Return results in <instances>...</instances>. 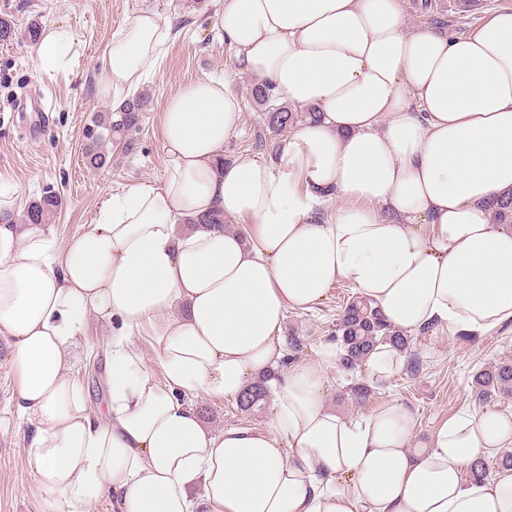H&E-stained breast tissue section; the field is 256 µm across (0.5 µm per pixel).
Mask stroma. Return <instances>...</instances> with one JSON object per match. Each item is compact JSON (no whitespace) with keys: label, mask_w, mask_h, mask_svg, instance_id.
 Here are the masks:
<instances>
[{"label":"stroma","mask_w":512,"mask_h":512,"mask_svg":"<svg viewBox=\"0 0 512 512\" xmlns=\"http://www.w3.org/2000/svg\"><path fill=\"white\" fill-rule=\"evenodd\" d=\"M512 0H408L409 28L428 25L458 35L479 24L486 11ZM152 10L173 22L178 31L159 69L141 87L148 97L135 133L137 148L126 155L114 151L105 169L86 163L85 128L93 112L111 108L103 96V55L112 33L139 11ZM216 0H0V18L13 21L15 35L0 44V197L11 200L13 217H21L44 189L59 193L63 205L48 226L56 245H64L94 223L109 195L159 184L166 159L162 150V114L169 99L196 81L225 77L242 100L241 127L224 143V158H257L278 164L281 135L270 132L252 103L254 77L240 74L233 48L214 33ZM58 24L72 35L64 68L39 72L36 46L24 31L30 22ZM355 290L339 281L311 311L288 312L283 334L297 337L301 360H317L324 343L333 341L338 316ZM411 345L423 362L414 377L397 373L373 383L368 402L356 404L353 383L368 380L365 371L350 374L340 366L327 370V406L350 419H362L389 402L408 409L417 424L416 441L424 443L437 426L463 410L512 411V397L479 398L472 386L476 372L512 362V323L483 336L451 338L440 333L413 336ZM104 333L88 319L79 339L77 369L92 407L104 406ZM9 336L0 334V512H44L38 476L29 467L26 427L13 412L19 378L13 367ZM197 405L210 429H262L266 410L241 412L235 402L199 399Z\"/></svg>","instance_id":"obj_1"}]
</instances>
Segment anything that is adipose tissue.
I'll use <instances>...</instances> for the list:
<instances>
[{
  "mask_svg": "<svg viewBox=\"0 0 512 512\" xmlns=\"http://www.w3.org/2000/svg\"><path fill=\"white\" fill-rule=\"evenodd\" d=\"M217 33L242 72L318 114L282 141L283 169L223 165L242 104L212 77L162 115L159 185L113 195L59 249L43 225L0 217V333L45 512H512V470L463 478L512 447V412H459L411 450L401 404L363 423L326 406L335 344L289 364L282 334L288 311L341 279L410 336L512 321V225L491 209L512 194V6L450 36L408 31L406 0H223ZM172 35L150 11L112 33L113 106ZM327 189L324 220L313 203ZM213 212L223 223L185 228ZM90 316L108 352L101 411L75 372ZM155 319L158 376L131 341ZM269 371L266 429L204 425L194 398L236 399Z\"/></svg>",
  "mask_w": 512,
  "mask_h": 512,
  "instance_id": "ef3b65f1",
  "label": "adipose tissue"
}]
</instances>
